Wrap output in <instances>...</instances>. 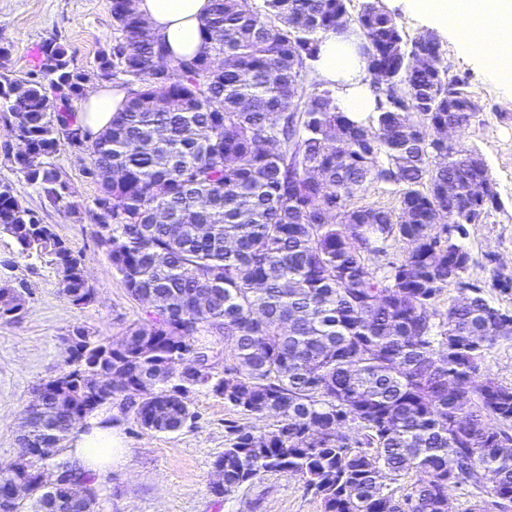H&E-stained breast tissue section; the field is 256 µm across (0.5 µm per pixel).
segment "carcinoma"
<instances>
[{"mask_svg":"<svg viewBox=\"0 0 512 512\" xmlns=\"http://www.w3.org/2000/svg\"><path fill=\"white\" fill-rule=\"evenodd\" d=\"M133 2L112 0L117 36L98 77L127 96L94 136L73 106L90 77L69 69L64 47L44 42L25 79L0 47V122L24 146L14 162L70 213L49 158L62 139L87 151L100 238L117 242L112 268L133 298L153 302L119 340L75 327L59 378L75 389L93 366L124 376V405L155 432L186 423L197 389L275 417L268 431L232 427L213 462L224 495L286 471L323 512H448V487L461 484L482 493L468 512H512V385L477 380L486 352L512 333L498 331L502 310L481 288L466 287L471 254L445 235L481 223L499 195L478 153L437 140L481 111L467 79L443 65L437 34L407 38L381 0H362L354 17L350 0H263L259 10L212 0L199 51L161 67L165 45ZM347 32L387 85L360 120L335 90L303 86L323 41ZM372 183L395 187L397 207L356 204ZM0 232L49 258L72 304L89 293L81 259L9 184ZM392 241L408 249L380 277L369 256ZM450 285L467 301L449 302L436 324ZM202 292L209 305L196 310ZM24 308L0 284V319ZM75 428L49 396L44 416L20 426L37 438L32 466ZM21 477L35 481L0 463V500ZM31 499L34 512H81L38 488Z\"/></svg>","mask_w":512,"mask_h":512,"instance_id":"carcinoma-1","label":"carcinoma"}]
</instances>
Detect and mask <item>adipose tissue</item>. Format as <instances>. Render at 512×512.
Listing matches in <instances>:
<instances>
[{"instance_id":"1","label":"adipose tissue","mask_w":512,"mask_h":512,"mask_svg":"<svg viewBox=\"0 0 512 512\" xmlns=\"http://www.w3.org/2000/svg\"><path fill=\"white\" fill-rule=\"evenodd\" d=\"M408 8L429 22L453 24L459 44L473 53L484 72L504 85L505 104H512V0H406ZM138 12L165 41L170 55L194 53L202 43V22L210 0H136ZM316 67L321 77L342 86V111L367 112L371 91L362 80L363 66L352 40L330 37L323 41ZM123 89L109 85L90 92L78 114L92 133L106 128L123 102ZM70 460L78 471L98 475L110 470L115 458L111 414H102L77 427L69 443Z\"/></svg>"}]
</instances>
